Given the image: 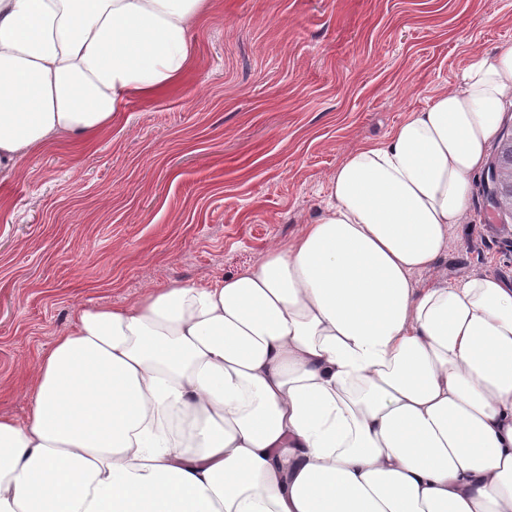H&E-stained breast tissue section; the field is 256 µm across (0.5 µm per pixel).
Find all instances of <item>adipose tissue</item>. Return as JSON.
I'll use <instances>...</instances> for the list:
<instances>
[{
  "label": "adipose tissue",
  "mask_w": 512,
  "mask_h": 512,
  "mask_svg": "<svg viewBox=\"0 0 512 512\" xmlns=\"http://www.w3.org/2000/svg\"><path fill=\"white\" fill-rule=\"evenodd\" d=\"M210 0H0V171L175 87ZM512 47L342 160L207 285L80 307L0 417V512H512V288H416L470 204Z\"/></svg>",
  "instance_id": "adipose-tissue-1"
}]
</instances>
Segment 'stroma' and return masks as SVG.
Here are the masks:
<instances>
[{
	"label": "stroma",
	"mask_w": 512,
	"mask_h": 512,
	"mask_svg": "<svg viewBox=\"0 0 512 512\" xmlns=\"http://www.w3.org/2000/svg\"><path fill=\"white\" fill-rule=\"evenodd\" d=\"M194 36L177 87L0 175V415L25 419L31 367L78 307L228 278L301 233L348 152L512 47V0H212ZM480 177L417 287L512 286V219Z\"/></svg>",
	"instance_id": "35a3bbf8"
}]
</instances>
